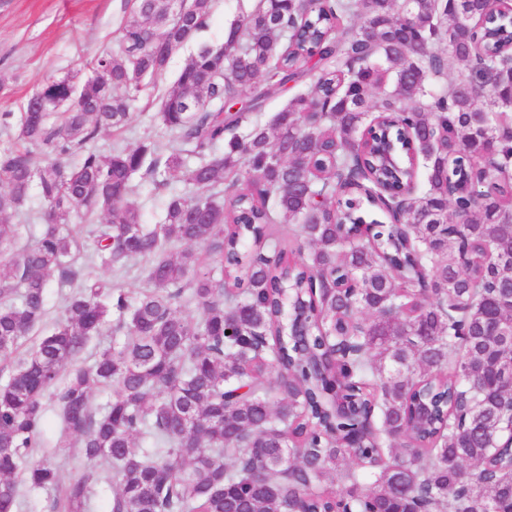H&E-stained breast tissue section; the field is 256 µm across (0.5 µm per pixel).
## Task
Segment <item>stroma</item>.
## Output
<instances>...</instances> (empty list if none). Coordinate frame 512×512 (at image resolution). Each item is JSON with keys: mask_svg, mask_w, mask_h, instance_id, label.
Returning a JSON list of instances; mask_svg holds the SVG:
<instances>
[{"mask_svg": "<svg viewBox=\"0 0 512 512\" xmlns=\"http://www.w3.org/2000/svg\"><path fill=\"white\" fill-rule=\"evenodd\" d=\"M126 0H0V116L19 117L29 96L51 78L90 76L89 61L116 46L117 28ZM256 0H214L206 27L195 45L220 48L230 26L250 11ZM188 50L173 55L156 82L151 99L139 100L120 135L105 132L95 149L109 153L113 145L135 146L145 137L170 140L157 113L167 89L176 80Z\"/></svg>", "mask_w": 512, "mask_h": 512, "instance_id": "1", "label": "stroma"}]
</instances>
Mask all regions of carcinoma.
<instances>
[{
  "mask_svg": "<svg viewBox=\"0 0 512 512\" xmlns=\"http://www.w3.org/2000/svg\"><path fill=\"white\" fill-rule=\"evenodd\" d=\"M211 2L128 0L117 48L89 63L107 79L45 83L0 151V512H17L19 474L55 512H88L100 471L106 512H512V183L485 168L491 148L512 156V17L478 27L486 0H258L165 93L173 141L89 149ZM441 42L465 66L445 83ZM308 77L271 127L236 134L260 84ZM368 129L401 171L361 158ZM138 172L191 191L143 224ZM401 183L402 222H366ZM34 189L44 223L17 251L9 219ZM74 216L104 217L96 257L144 262L149 288L77 263ZM54 275L72 291L36 336ZM112 321L125 336L81 361ZM95 388L115 394L95 405ZM48 399L78 450L44 453ZM71 457L85 471L63 484Z\"/></svg>",
  "mask_w": 512,
  "mask_h": 512,
  "instance_id": "carcinoma-1",
  "label": "carcinoma"
}]
</instances>
